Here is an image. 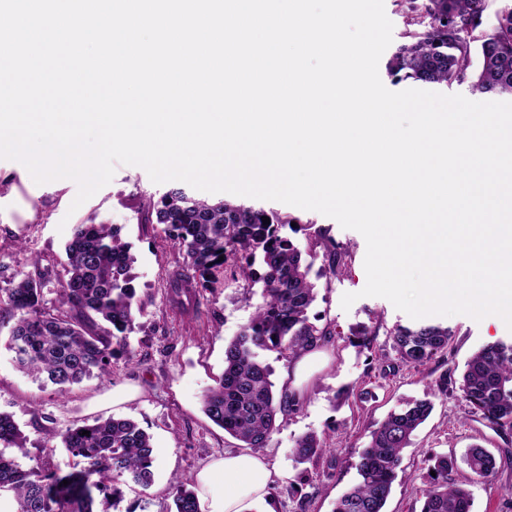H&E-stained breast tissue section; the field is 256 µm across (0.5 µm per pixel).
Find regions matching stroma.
<instances>
[{
  "instance_id": "35a3bbf8",
  "label": "stroma",
  "mask_w": 512,
  "mask_h": 512,
  "mask_svg": "<svg viewBox=\"0 0 512 512\" xmlns=\"http://www.w3.org/2000/svg\"><path fill=\"white\" fill-rule=\"evenodd\" d=\"M169 183H154L141 167L117 165L112 181L79 208L73 181L36 184L19 162L0 159V288L18 274L50 275L44 295L55 303L65 276V244L79 224H112L130 243L135 258L136 300L142 314L124 343L115 344L109 372L72 386L66 393L39 383L19 371L4 340L14 320L0 313V410L14 416L27 436L29 455L22 464L47 463L67 469L70 458L58 437L73 421L110 416L134 419L151 437L153 485L149 492L129 485L115 512H168L171 482H193L196 473L224 452L242 444L214 425L203 413L201 399L224 369V349L251 319L259 295L249 294L244 280L231 271L219 274L212 287L200 288L191 305L181 306L170 284L184 266V253L171 242L162 225L146 219ZM264 209L303 225L293 239L313 256L310 280L316 299L308 315L318 328L331 331L324 350L327 365L307 383L305 394L287 415L264 450L277 477L270 489L274 512H333L337 499L357 482L359 454L370 432L389 412L407 400L428 399L433 411L403 452L385 512H421L422 491L431 480L434 459H458L453 473L468 484L472 512H512V431L497 429L471 412L456 382L464 364L479 347L512 339L506 325L475 321L465 315L442 317L452 331L447 352L412 367L403 364L392 347L390 331L410 324V317L382 297H365L366 242L357 231L318 212L278 201H263ZM346 249L350 260L339 275L325 261V241ZM356 294L343 309L344 294ZM367 334L371 345L359 347ZM447 375V391L435 385ZM124 387L133 400L113 408L112 391ZM316 433L332 450L318 461L297 464V439ZM481 444L496 458L488 480L471 481L462 458L470 445Z\"/></svg>"
}]
</instances>
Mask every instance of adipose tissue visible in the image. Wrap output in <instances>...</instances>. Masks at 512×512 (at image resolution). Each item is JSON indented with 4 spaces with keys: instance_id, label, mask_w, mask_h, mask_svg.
Here are the masks:
<instances>
[{
    "instance_id": "1",
    "label": "adipose tissue",
    "mask_w": 512,
    "mask_h": 512,
    "mask_svg": "<svg viewBox=\"0 0 512 512\" xmlns=\"http://www.w3.org/2000/svg\"><path fill=\"white\" fill-rule=\"evenodd\" d=\"M200 512H250L251 506L267 500L274 473L264 454L238 450L225 453L195 475ZM223 492H216V483Z\"/></svg>"
}]
</instances>
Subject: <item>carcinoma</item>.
Segmentation results:
<instances>
[{
	"mask_svg": "<svg viewBox=\"0 0 512 512\" xmlns=\"http://www.w3.org/2000/svg\"><path fill=\"white\" fill-rule=\"evenodd\" d=\"M486 0H428L411 8L410 29L393 53L388 72L399 81L450 85L472 79L481 94L512 95V8L501 11L495 26L480 30ZM481 66L468 74L472 47ZM270 223L263 224L262 217ZM148 219L164 225L170 239L185 252V267L173 288H208L229 261L245 263L243 279L260 286L262 301L253 319L224 350V370L202 398L203 412L216 426L245 448L268 445L279 416L294 410L287 396L274 393L271 367L262 353L288 359L305 347H319L329 332L318 329L308 312L316 299L309 275L313 262L283 233L289 221L228 201L210 202L174 187ZM329 271L345 269L349 252L327 248ZM67 279L57 303L69 308L59 315L46 307V281L20 277L0 288V310L16 317L7 347L20 369L49 382L60 392L85 379L108 372L112 340L131 329L136 289L130 274L134 257L120 231L109 224H79L66 246ZM224 260H219V257ZM400 361L418 366L448 349L452 331L440 323L396 326L391 332ZM459 391L475 411L500 429H512V341L490 342L465 363ZM433 410L429 400H411L390 412L370 432L360 453L359 480L336 502L333 512H385L402 453L415 431ZM89 435L82 434V431ZM72 458L62 473L46 466L24 467L17 455H27V437L13 415L0 412V495L9 496L14 512H94L97 497L114 506L123 487L142 491L153 483V446L137 422L108 417L73 423L58 433ZM327 451L315 433L299 437L294 447L298 464L314 462ZM463 462L474 479L485 480L495 470V457L479 444L471 445ZM457 461L435 460L430 487L421 512H471L472 494L452 477ZM68 484H63V481ZM173 512H199L197 495L185 483L172 487Z\"/></svg>",
	"mask_w": 512,
	"mask_h": 512,
	"instance_id": "obj_1",
	"label": "carcinoma"
}]
</instances>
